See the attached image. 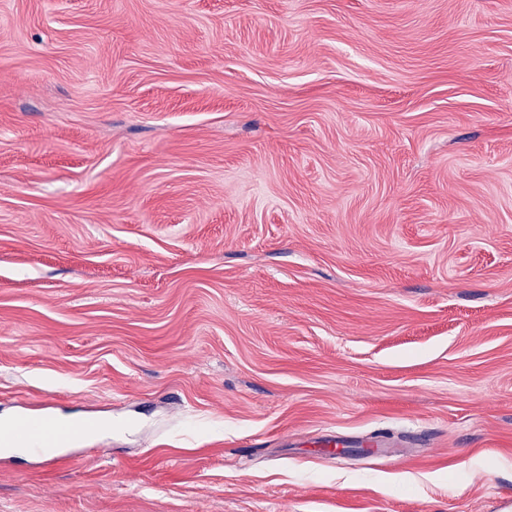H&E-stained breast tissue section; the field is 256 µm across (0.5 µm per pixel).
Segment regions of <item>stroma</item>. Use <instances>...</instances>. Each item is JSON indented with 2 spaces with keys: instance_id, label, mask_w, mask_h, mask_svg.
<instances>
[{
  "instance_id": "stroma-1",
  "label": "stroma",
  "mask_w": 512,
  "mask_h": 512,
  "mask_svg": "<svg viewBox=\"0 0 512 512\" xmlns=\"http://www.w3.org/2000/svg\"><path fill=\"white\" fill-rule=\"evenodd\" d=\"M0 512H512V0H0ZM11 436L14 439L25 442L27 453L33 458L37 459L39 463L42 460L49 461L46 459L44 453V445L46 440H53L63 437L61 434L48 428H41L40 431L34 435L30 432L29 425L24 422L18 423L11 432Z\"/></svg>"
}]
</instances>
